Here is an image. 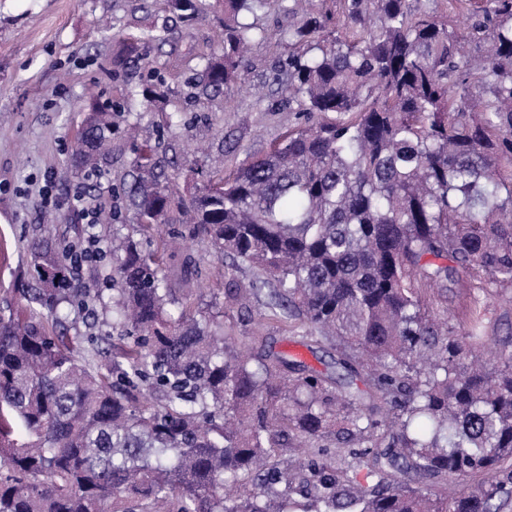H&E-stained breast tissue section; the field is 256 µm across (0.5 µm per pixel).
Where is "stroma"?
<instances>
[{"instance_id": "1", "label": "stroma", "mask_w": 512, "mask_h": 512, "mask_svg": "<svg viewBox=\"0 0 512 512\" xmlns=\"http://www.w3.org/2000/svg\"><path fill=\"white\" fill-rule=\"evenodd\" d=\"M309 9L307 0H268L249 18L255 36L243 56L240 83L212 90L199 55L221 45L224 15L217 5L185 22L169 11L167 0H0V301L16 296L30 280L28 244L47 213L55 217L53 237L91 233L106 249L131 240L144 251L156 250L130 201L137 144L156 145L163 180L188 197L204 184L214 158L223 157L225 172H232L246 158L264 153L286 129L302 125L304 114L282 99L276 76L288 58L284 35ZM129 35L140 38L143 58L113 69L112 56ZM151 70L170 89L169 102L124 111L128 95L140 92ZM92 98L120 108L112 154L93 185L71 163ZM48 179L58 201L51 209L39 195ZM78 190L90 205L111 213V223L88 227L67 203ZM174 230L180 246L165 257L162 274L176 296L201 290L199 306L242 346L296 354L325 370L337 355L330 344L311 343L258 312L225 304V282L248 283L254 268L217 259L209 239L191 235L187 225ZM188 258L199 266L198 277L185 278L181 264ZM111 272L108 264L86 265L73 275L72 287L95 293L98 300L93 310L64 321L61 331L111 335L112 293L105 284ZM470 293L464 283L449 290V319L478 312L491 342L512 343V292L483 297L477 305Z\"/></svg>"}]
</instances>
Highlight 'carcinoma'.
I'll use <instances>...</instances> for the list:
<instances>
[{
  "label": "carcinoma",
  "mask_w": 512,
  "mask_h": 512,
  "mask_svg": "<svg viewBox=\"0 0 512 512\" xmlns=\"http://www.w3.org/2000/svg\"><path fill=\"white\" fill-rule=\"evenodd\" d=\"M336 29L288 28L280 88L307 122L189 199L138 149L146 234L187 217L217 254L257 270L224 298L336 346V391L302 362L246 354L177 298L162 257L112 249V359L53 334L88 296L50 228L29 244L35 287L0 308V512H500L512 499V350L452 324L427 290L463 272L473 297L512 289V0H457L466 34L410 0H339ZM194 18L199 0H168ZM265 0H224L207 86L236 81ZM474 52L464 53L462 40ZM142 58L129 38L112 58ZM72 159L95 170L112 112L92 100ZM159 397L145 404L144 390ZM464 481L448 497L408 474Z\"/></svg>",
  "instance_id": "carcinoma-1"
}]
</instances>
